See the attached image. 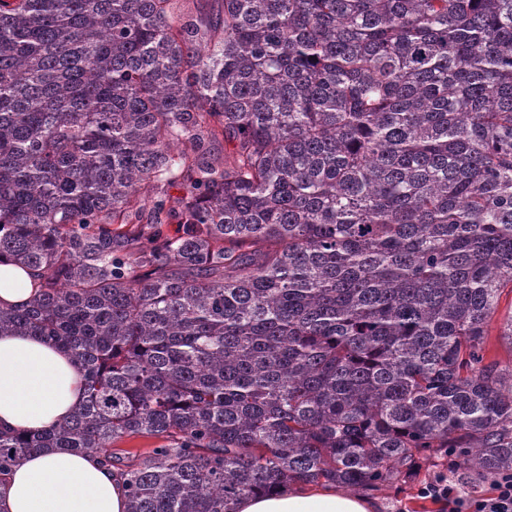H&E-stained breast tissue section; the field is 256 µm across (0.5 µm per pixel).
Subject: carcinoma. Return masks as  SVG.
<instances>
[{"label":"carcinoma","mask_w":512,"mask_h":512,"mask_svg":"<svg viewBox=\"0 0 512 512\" xmlns=\"http://www.w3.org/2000/svg\"><path fill=\"white\" fill-rule=\"evenodd\" d=\"M186 2L0 0V258L41 279L0 334L84 390L0 476L61 449L127 512H236L512 471V0ZM512 308V293L510 288H505L501 294L497 312L494 321L491 324L489 336H487L485 345V358L486 362H499L503 366L512 365V350L511 346L504 342L499 333V325L502 320Z\"/></svg>","instance_id":"cac0c4a2"}]
</instances>
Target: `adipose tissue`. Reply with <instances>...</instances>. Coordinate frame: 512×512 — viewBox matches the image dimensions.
Returning <instances> with one entry per match:
<instances>
[{
  "label": "adipose tissue",
  "instance_id": "ef3b65f1",
  "mask_svg": "<svg viewBox=\"0 0 512 512\" xmlns=\"http://www.w3.org/2000/svg\"><path fill=\"white\" fill-rule=\"evenodd\" d=\"M35 273L0 263V304L20 307L36 295ZM80 373L52 343L0 336V431L37 432L81 402ZM126 493L98 458L63 450L25 457L0 482V512H125ZM238 512H375L373 503L338 489L289 488L242 499Z\"/></svg>",
  "mask_w": 512,
  "mask_h": 512
}]
</instances>
